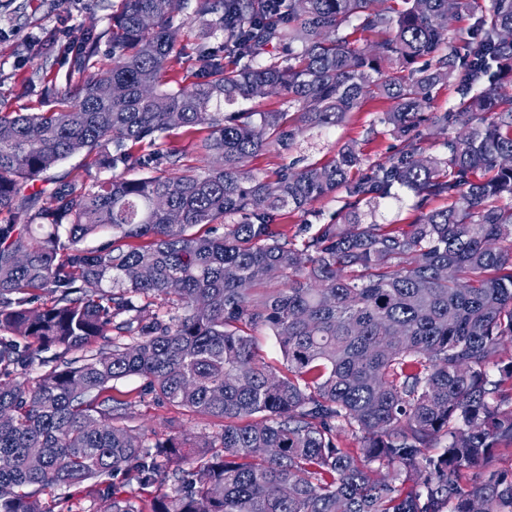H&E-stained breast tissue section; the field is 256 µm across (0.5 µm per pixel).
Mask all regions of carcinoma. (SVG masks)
<instances>
[{"label":"carcinoma","mask_w":512,"mask_h":512,"mask_svg":"<svg viewBox=\"0 0 512 512\" xmlns=\"http://www.w3.org/2000/svg\"><path fill=\"white\" fill-rule=\"evenodd\" d=\"M180 2L122 0L108 50L93 31L59 45L75 85L0 112V374L45 367L0 383V512L85 484L100 512H512V471L490 467L512 444V0L466 32L449 21L473 0H197L224 42L165 90ZM450 84L456 111L425 114ZM272 95L297 112L225 111ZM376 99L400 140L386 160L351 141L272 178L249 167ZM425 124L457 127L447 156L426 154ZM199 128L205 168L158 148ZM76 154L111 176L58 181L42 205L35 183ZM395 188L411 222L367 221ZM337 193L341 223L281 231L285 209ZM128 376L219 430L128 426L112 396ZM119 469L172 494L101 488Z\"/></svg>","instance_id":"obj_1"}]
</instances>
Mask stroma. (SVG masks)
Here are the masks:
<instances>
[{
  "label": "stroma",
  "mask_w": 512,
  "mask_h": 512,
  "mask_svg": "<svg viewBox=\"0 0 512 512\" xmlns=\"http://www.w3.org/2000/svg\"><path fill=\"white\" fill-rule=\"evenodd\" d=\"M121 0H0V103L10 111L31 112L42 105L41 87L47 83L65 85L70 71L68 60L57 54H44L38 44L30 43L29 34L41 39L57 38L59 30L80 35L85 30L106 31L110 18ZM176 48L172 67L184 84H191L196 70L192 56L201 43L216 44L224 35L211 21H199L178 14L174 19ZM38 75L39 82L27 93L19 88L25 79ZM390 101L379 99L367 103L361 111L350 113L342 124L323 131L306 132L295 153L278 154L265 151L255 157L252 168L273 173L292 157L301 156L309 162L325 161L345 142L357 141L369 161H381L391 155L397 140L378 124L381 113L389 111ZM130 426L149 434L197 435L216 430L218 421L194 416L182 409L154 404L144 398L132 409ZM40 499L48 512H98L99 501L88 495L86 488L68 487L41 492Z\"/></svg>",
  "instance_id": "stroma-1"
}]
</instances>
